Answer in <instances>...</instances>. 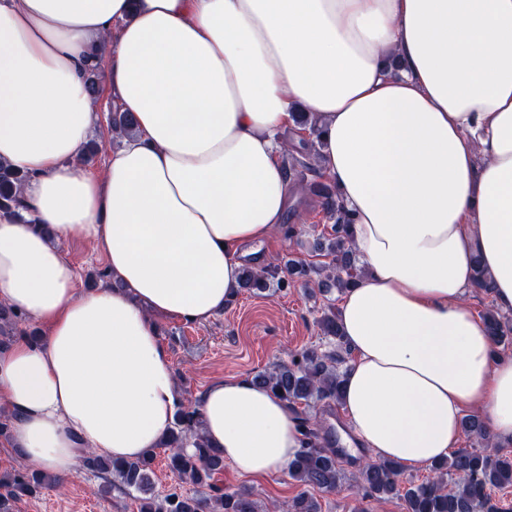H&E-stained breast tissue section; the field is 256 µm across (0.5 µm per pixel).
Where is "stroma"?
<instances>
[{"label":"stroma","instance_id":"stroma-1","mask_svg":"<svg viewBox=\"0 0 512 512\" xmlns=\"http://www.w3.org/2000/svg\"><path fill=\"white\" fill-rule=\"evenodd\" d=\"M293 195L295 204L285 222L301 228V235L291 238L276 232L262 252L249 256L252 265L284 270L291 263L313 260L311 247L316 238L330 231L332 222L316 197L298 188ZM324 304L322 295L310 294L303 280L295 278L270 298L240 292L223 314L203 324L159 316L161 340L170 352L182 399L197 400L202 390L217 380L253 379L274 363L286 360L288 353L312 346L327 349L315 323ZM319 415L328 429L325 443L335 449L346 473L341 488L318 493L321 512H405V504L398 498L380 504L369 497H355L352 482L367 454L351 451L344 444L341 428L345 418L340 408ZM218 480L225 490H244L283 508L300 489L284 470L256 478L238 474L228 464ZM103 484L102 478L82 470L41 496L23 500L17 512H137L132 496L117 489L103 491Z\"/></svg>","mask_w":512,"mask_h":512}]
</instances>
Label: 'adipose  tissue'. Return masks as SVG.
<instances>
[{
  "instance_id": "1",
  "label": "adipose tissue",
  "mask_w": 512,
  "mask_h": 512,
  "mask_svg": "<svg viewBox=\"0 0 512 512\" xmlns=\"http://www.w3.org/2000/svg\"><path fill=\"white\" fill-rule=\"evenodd\" d=\"M95 48L137 121L101 177L80 161ZM298 107L365 269L337 313L359 447L429 465L468 409L512 447V359L469 303L480 269L512 311V0H0V161L27 177L0 214V303L44 328L0 350V407L31 465L69 479L83 451L128 460L167 434L179 395L155 316L201 324L235 296L288 208ZM74 233L114 286L78 292L55 245ZM198 411L241 475L301 446L251 381L209 384Z\"/></svg>"
}]
</instances>
